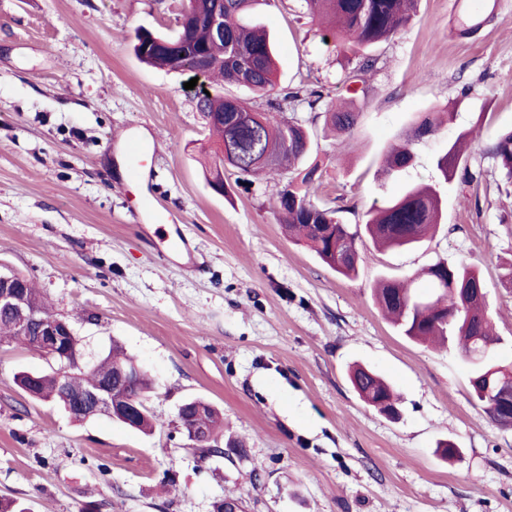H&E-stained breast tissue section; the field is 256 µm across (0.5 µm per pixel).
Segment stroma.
<instances>
[{
	"label": "stroma",
	"instance_id": "obj_1",
	"mask_svg": "<svg viewBox=\"0 0 512 512\" xmlns=\"http://www.w3.org/2000/svg\"><path fill=\"white\" fill-rule=\"evenodd\" d=\"M183 0H0V263L29 278L70 320L86 361L122 345L153 381L160 423L143 434L101 416L79 422L33 399L21 372L54 361L0 345V496L31 512H512V429L474 396L456 345L422 344L391 325L372 296L438 260L476 267L512 359V192L482 150L512 128V0L473 37L451 31L456 0H418L401 33L368 53L375 67L351 136L322 115L347 97L357 55L322 39L301 0H263L253 19L275 39L277 86L225 96L305 121L323 168L315 203L340 202L349 224L435 178V158L461 133L479 175L456 178L435 237L412 249L357 244L359 275H338L291 242L277 219L282 177L238 181L225 194L202 166L210 136L186 76L142 64L139 28L174 26ZM316 90L315 108L284 99ZM453 117L414 145L400 179L379 161L425 113ZM164 206L157 226L144 207ZM185 238L195 265L166 253ZM360 363L402 396L391 420L348 379ZM204 399L224 414L223 454L202 456L177 407ZM458 453L445 460L442 442ZM107 473H100V466Z\"/></svg>",
	"mask_w": 512,
	"mask_h": 512
}]
</instances>
